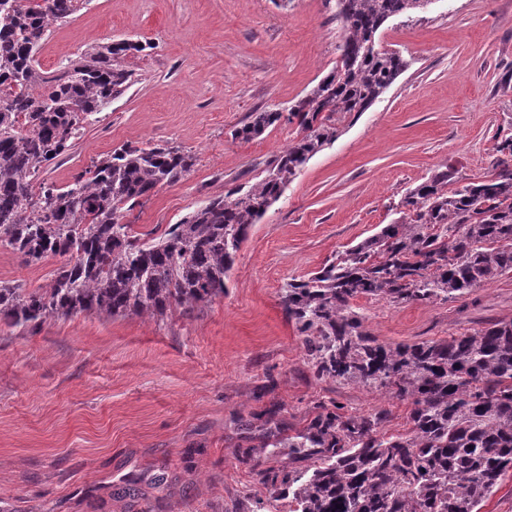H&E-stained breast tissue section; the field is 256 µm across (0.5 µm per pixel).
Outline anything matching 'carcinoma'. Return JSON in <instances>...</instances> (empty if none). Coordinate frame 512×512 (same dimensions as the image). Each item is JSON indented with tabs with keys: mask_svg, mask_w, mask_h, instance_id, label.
I'll list each match as a JSON object with an SVG mask.
<instances>
[{
	"mask_svg": "<svg viewBox=\"0 0 512 512\" xmlns=\"http://www.w3.org/2000/svg\"><path fill=\"white\" fill-rule=\"evenodd\" d=\"M85 3L0 0V247L27 264L62 258L36 289L0 282V320L11 327L82 313L163 319L224 297L250 227L336 140L342 120L368 110L409 68L400 53L377 48L382 25L428 0H337L339 58L288 110L298 125L288 148L246 190L203 202L154 237L123 219L185 177L195 165L190 152L126 144L63 188L41 179L131 86L125 59L143 51L120 40L43 70L42 43ZM280 121L279 112H252L232 137L250 141ZM495 152L491 178L461 185L454 168L435 170L401 198L398 220L283 288L317 377L411 405L408 431L389 436L380 431L384 409L355 415L319 406L288 447L315 448L320 463L262 477L291 512H480L512 470V320L389 345L352 305L359 297L455 301L512 273V122L498 130Z\"/></svg>",
	"mask_w": 512,
	"mask_h": 512,
	"instance_id": "1",
	"label": "carcinoma"
}]
</instances>
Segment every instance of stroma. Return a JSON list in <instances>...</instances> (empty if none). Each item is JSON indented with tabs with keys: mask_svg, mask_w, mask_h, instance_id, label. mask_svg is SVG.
Masks as SVG:
<instances>
[{
	"mask_svg": "<svg viewBox=\"0 0 512 512\" xmlns=\"http://www.w3.org/2000/svg\"><path fill=\"white\" fill-rule=\"evenodd\" d=\"M336 10V0H89L54 26L37 54L43 69L119 39L145 49L127 60L133 85L44 180L67 185L127 143L191 152L184 178L127 214L142 234L257 181L296 125L249 142L231 133L252 112L287 111L332 69ZM379 45L409 68L250 228L224 297L161 320L0 322V512H257L273 498L262 471L312 465L313 449L288 437L316 405L383 408L384 433L406 432L407 402L315 376L282 289L394 221L434 170L492 177L494 135L512 121V0H431L388 20ZM55 265L0 248V282L35 288ZM354 306L380 342L445 339L512 319V275L454 302Z\"/></svg>",
	"mask_w": 512,
	"mask_h": 512,
	"instance_id": "35a3bbf8",
	"label": "stroma"
}]
</instances>
